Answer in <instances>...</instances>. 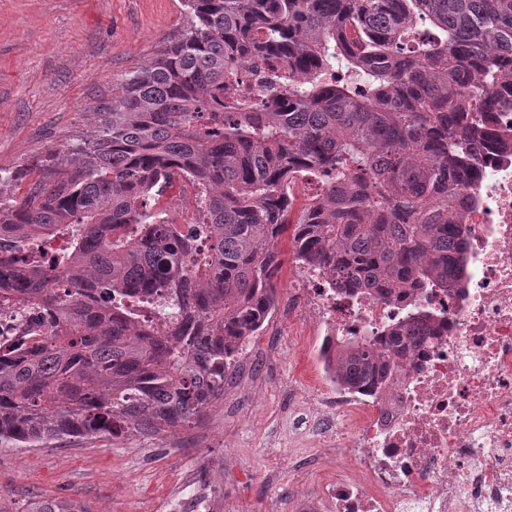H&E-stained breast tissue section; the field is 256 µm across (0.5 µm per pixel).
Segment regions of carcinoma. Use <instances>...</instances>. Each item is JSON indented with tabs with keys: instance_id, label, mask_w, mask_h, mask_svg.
Masks as SVG:
<instances>
[{
	"instance_id": "1",
	"label": "carcinoma",
	"mask_w": 512,
	"mask_h": 512,
	"mask_svg": "<svg viewBox=\"0 0 512 512\" xmlns=\"http://www.w3.org/2000/svg\"><path fill=\"white\" fill-rule=\"evenodd\" d=\"M183 2L186 25L124 80L62 177L0 197V303L52 318L49 334L0 345V442L199 421L272 314L289 231L296 264L347 296L465 278L453 211L483 134L472 113L497 111L512 70V0ZM253 74L260 93L243 87ZM298 172L322 186L293 220ZM185 177L204 215L180 227L157 192ZM149 299L167 328L141 322ZM427 320L390 329L389 347L412 348ZM331 366L373 392L390 360L349 338Z\"/></svg>"
}]
</instances>
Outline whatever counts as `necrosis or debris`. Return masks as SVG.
Listing matches in <instances>:
<instances>
[{
  "mask_svg": "<svg viewBox=\"0 0 512 512\" xmlns=\"http://www.w3.org/2000/svg\"><path fill=\"white\" fill-rule=\"evenodd\" d=\"M503 98L474 146L476 172L458 208L468 248L462 288L356 301L316 272L295 276L297 306L326 344L377 342L413 308L430 315L424 341L411 362L396 361L384 391L357 392L326 377L320 405L349 429L323 443L346 449L351 465L297 512H512V93ZM49 331L42 309L0 306V337ZM156 512H224V502L202 477Z\"/></svg>",
  "mask_w": 512,
  "mask_h": 512,
  "instance_id": "necrosis-or-debris-1",
  "label": "necrosis or debris"
}]
</instances>
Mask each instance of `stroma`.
<instances>
[{
  "mask_svg": "<svg viewBox=\"0 0 512 512\" xmlns=\"http://www.w3.org/2000/svg\"><path fill=\"white\" fill-rule=\"evenodd\" d=\"M186 22L181 0H0V195L19 197L56 178L61 158L94 128L130 74ZM274 311L235 363L224 396L175 432L59 439L44 448L0 446V512L31 502L82 512H155L159 499L208 472L232 512H293L336 469L316 438L336 429L318 414L322 365L309 323L292 304L290 240Z\"/></svg>",
  "mask_w": 512,
  "mask_h": 512,
  "instance_id": "35a3bbf8",
  "label": "stroma"
}]
</instances>
